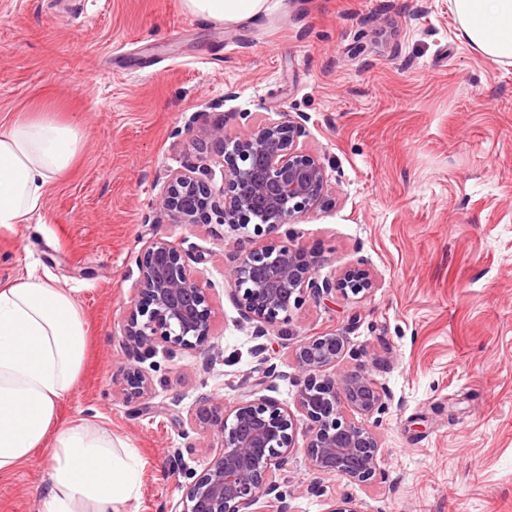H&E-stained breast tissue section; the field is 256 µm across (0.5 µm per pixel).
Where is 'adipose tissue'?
Instances as JSON below:
<instances>
[{
	"label": "adipose tissue",
	"mask_w": 512,
	"mask_h": 512,
	"mask_svg": "<svg viewBox=\"0 0 512 512\" xmlns=\"http://www.w3.org/2000/svg\"><path fill=\"white\" fill-rule=\"evenodd\" d=\"M463 37L481 54L512 61V0H451ZM192 16L232 26L266 0H183ZM84 133L42 110L0 127V227L28 223L49 185L79 155ZM87 328L72 295L28 275L0 287V476L49 447L42 512H122L139 496V458L109 431L57 425L60 402L85 361Z\"/></svg>",
	"instance_id": "obj_1"
}]
</instances>
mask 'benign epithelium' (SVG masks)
Instances as JSON below:
<instances>
[{
    "label": "benign epithelium",
    "instance_id": "obj_1",
    "mask_svg": "<svg viewBox=\"0 0 512 512\" xmlns=\"http://www.w3.org/2000/svg\"><path fill=\"white\" fill-rule=\"evenodd\" d=\"M307 121L302 113H285L232 138L222 125L202 128L192 145L195 155L170 171L155 203L156 218L185 228L218 224L230 232L251 222L271 233L296 223L300 214L318 207L329 182L321 159L299 146ZM208 143L215 154L204 151ZM216 166L221 167L219 183ZM206 261L204 251L163 238H150L140 248L136 298L121 327L126 402L152 396V378L142 363L160 348L194 351L204 355V367L212 364L214 312L198 282V265ZM228 277L239 321L262 335L307 295L319 300L336 290L357 295L372 287L367 277L319 279L314 261L293 248L286 234L233 254ZM344 353L345 336L336 332L295 346V413L265 396L247 397L230 408L217 399L199 407L182 435L211 433L218 446L199 474L180 471L182 451L171 450L172 470L191 479L171 512H248L256 504L262 505L260 512H287L278 476L291 468L302 419L306 455L317 472L370 482L384 450L355 416L383 410L388 394L365 376L331 372Z\"/></svg>",
    "mask_w": 512,
    "mask_h": 512
}]
</instances>
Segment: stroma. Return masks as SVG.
Listing matches in <instances>:
<instances>
[{
  "instance_id": "1",
  "label": "stroma",
  "mask_w": 512,
  "mask_h": 512,
  "mask_svg": "<svg viewBox=\"0 0 512 512\" xmlns=\"http://www.w3.org/2000/svg\"><path fill=\"white\" fill-rule=\"evenodd\" d=\"M44 108L84 133L71 169L25 224L0 227V286L28 271L82 309V373L63 425L111 432L142 463L123 512H169L184 496L169 450L202 471L211 435L187 448L171 414L207 397L256 392L296 407L291 349L333 330L342 371L391 396L366 418L386 454L372 483L317 472L297 440L282 489L288 512H512V64L472 49L448 0H267L225 26L183 0H0V125ZM282 112L305 113L300 139L327 168L325 201L289 225L319 277L367 271L370 291L307 297L268 335L238 326L225 267L267 230L152 224L151 205L194 133L233 136ZM203 249L202 286L220 354L158 353L150 408L119 390L120 327L147 239ZM286 372L258 382L259 357ZM47 449L0 477V512H41Z\"/></svg>"
}]
</instances>
